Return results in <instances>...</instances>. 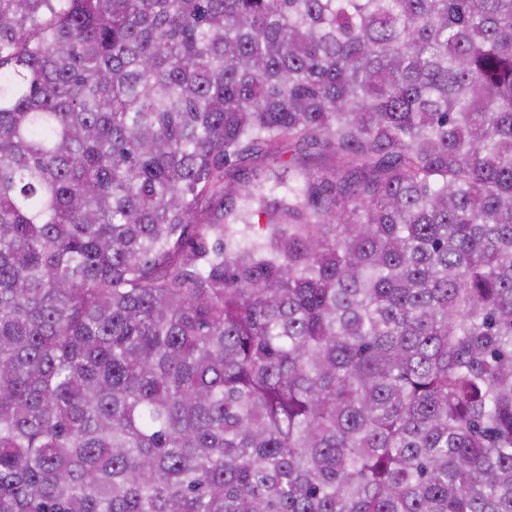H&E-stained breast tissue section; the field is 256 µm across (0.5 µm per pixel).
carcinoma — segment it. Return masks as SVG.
<instances>
[{
  "label": "carcinoma",
  "instance_id": "carcinoma-1",
  "mask_svg": "<svg viewBox=\"0 0 512 512\" xmlns=\"http://www.w3.org/2000/svg\"><path fill=\"white\" fill-rule=\"evenodd\" d=\"M0 512H512V0H0Z\"/></svg>",
  "mask_w": 512,
  "mask_h": 512
}]
</instances>
